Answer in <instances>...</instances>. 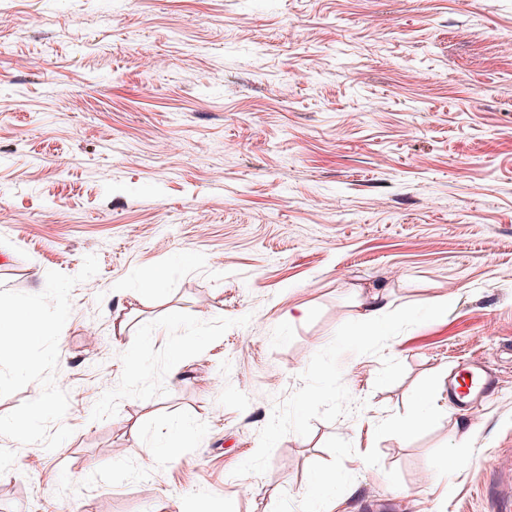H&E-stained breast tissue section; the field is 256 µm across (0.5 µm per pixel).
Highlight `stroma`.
I'll return each instance as SVG.
<instances>
[{
    "label": "stroma",
    "mask_w": 512,
    "mask_h": 512,
    "mask_svg": "<svg viewBox=\"0 0 512 512\" xmlns=\"http://www.w3.org/2000/svg\"><path fill=\"white\" fill-rule=\"evenodd\" d=\"M89 254L0 512H512V0H0V290ZM493 386L494 379L490 374L486 372L476 374L473 369L463 368L454 376L448 391L455 405L462 409L468 403L465 398L470 394L471 390L479 389L480 392L488 393Z\"/></svg>",
    "instance_id": "obj_1"
}]
</instances>
